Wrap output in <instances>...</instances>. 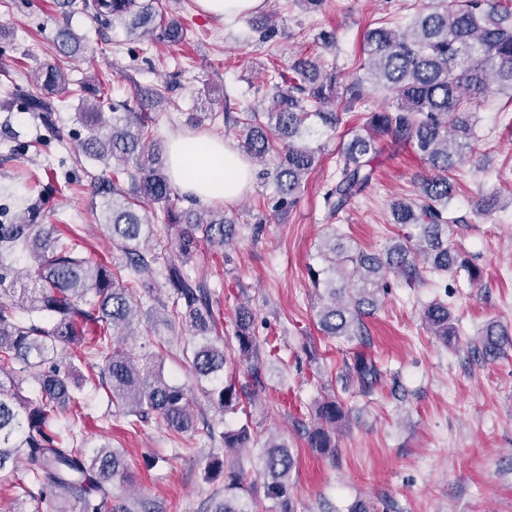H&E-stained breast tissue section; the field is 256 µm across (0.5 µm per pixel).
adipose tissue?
Listing matches in <instances>:
<instances>
[{"mask_svg": "<svg viewBox=\"0 0 512 512\" xmlns=\"http://www.w3.org/2000/svg\"><path fill=\"white\" fill-rule=\"evenodd\" d=\"M166 155L174 184L204 206L237 200L253 181L244 155L221 138L177 135L169 139Z\"/></svg>", "mask_w": 512, "mask_h": 512, "instance_id": "ef3b65f1", "label": "adipose tissue"}]
</instances>
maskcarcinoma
<instances>
[{
    "mask_svg": "<svg viewBox=\"0 0 512 512\" xmlns=\"http://www.w3.org/2000/svg\"><path fill=\"white\" fill-rule=\"evenodd\" d=\"M57 13L78 11L97 25L119 21L132 35L138 30L154 42L171 45L187 37L184 18L163 12V0H54ZM57 58L33 74L32 90L18 94L23 109L57 132L55 97L65 91L80 97L76 121L88 132L81 150L104 168L87 172L91 205L99 206L103 227L119 242V263L97 261L54 224H40L45 187L34 179L27 211L8 217L0 211V473L15 477L27 496L37 490L42 499L56 498V512H138L135 505L112 506V483L129 482L125 452L104 444L87 449L74 426L82 418L77 393L85 384L105 391L115 413L131 427L155 418L171 434L195 432V415L186 389L165 378L162 369L114 344L116 336L134 333L137 293L158 290L172 300V317L186 324L195 342L184 349L207 401L221 414L238 411L242 389L226 376L231 354L251 363L260 376V341L253 330L250 308H238L234 334L213 337L221 325L211 294L194 280L186 265L202 244L225 247L237 225L215 209L203 215L182 209L156 138V117L138 112L131 101L106 97L110 79L97 87L73 84L65 60L83 50L82 38L67 24L53 38ZM269 105L243 112H190L198 127L224 118L236 130L244 152L258 163L275 158L273 167L258 171L276 188L272 204L278 217L293 210L308 175L316 169L318 151L310 145L312 123L331 131L344 116L361 109L377 92H387L394 104L364 113L362 124L347 128L350 135L336 160V171L323 196L325 227L320 256L324 267L309 269L318 300L317 324L327 337L363 336L364 318L374 313L387 294L388 274L409 285L425 282V274L442 280L457 267L466 268L470 281L480 272L459 261L448 216L454 196L448 172L474 153L478 137L472 106L482 99L508 95L512 101V0H421L408 24L396 29L376 19L363 37L356 71L342 84L345 108L326 105L336 97L338 76L319 58H300L288 70L275 69L265 77ZM393 150L411 147L434 171L418 194L392 208L395 223L412 232L394 241L383 254L354 252L342 242L331 222L347 212L377 180L374 160L381 143ZM156 204L162 223L177 228V258L159 262L161 241L154 233L145 204ZM26 317H21L19 311ZM423 318L443 343L454 334L448 304L431 302ZM512 349V335L495 323L470 341L473 354L497 358ZM61 354H55V351ZM97 360L98 372L85 378L76 364ZM36 380L35 395L21 393L22 377ZM379 368L360 352L352 353L337 380L346 391L356 384L370 392L380 378ZM345 410L337 396L315 404L311 423L303 424L309 447L336 452V428ZM224 452L247 448L252 442L249 423L221 436ZM260 482L245 483L241 471L213 456L206 473L224 475V499L210 512H249L248 500L261 495L267 512H297L292 473L297 459L291 448L269 439L260 455Z\"/></svg>",
    "mask_w": 512,
    "mask_h": 512,
    "instance_id": "carcinoma-1",
    "label": "carcinoma"
}]
</instances>
